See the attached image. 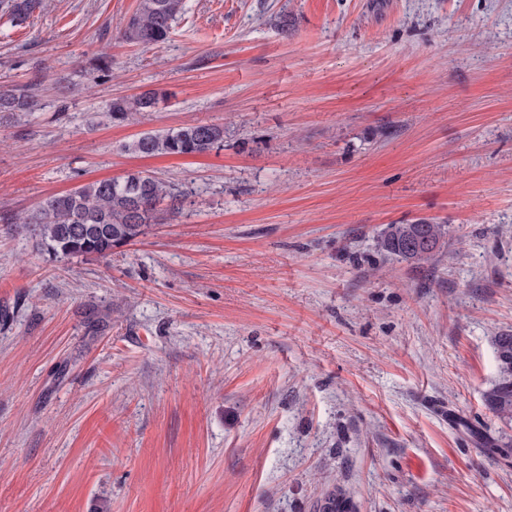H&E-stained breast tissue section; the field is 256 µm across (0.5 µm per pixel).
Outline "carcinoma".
Segmentation results:
<instances>
[{
	"instance_id": "carcinoma-1",
	"label": "carcinoma",
	"mask_w": 512,
	"mask_h": 512,
	"mask_svg": "<svg viewBox=\"0 0 512 512\" xmlns=\"http://www.w3.org/2000/svg\"><path fill=\"white\" fill-rule=\"evenodd\" d=\"M42 6V0H0V14L20 25ZM183 8L182 0H139L136 12L124 23L120 38L128 43H164ZM166 94L148 89L132 97L108 101L107 114L114 122L138 123L158 110ZM35 95L27 90L0 93V113L31 112ZM224 145V125L193 123L165 133H143L125 144V150L143 156L205 154ZM168 208H161L164 201ZM181 194L147 171L79 186L44 199L34 214L21 220L35 236L39 249L52 258L105 257L112 249L145 235L164 215L179 212ZM446 225L428 219L412 224H390L381 239L388 253L406 261L427 262L445 244ZM497 379L483 394L485 407L502 422L512 424V333L494 337ZM320 512H350L347 499L330 491Z\"/></svg>"
}]
</instances>
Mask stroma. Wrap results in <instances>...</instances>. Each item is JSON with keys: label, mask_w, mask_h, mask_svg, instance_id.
Instances as JSON below:
<instances>
[{"label": "stroma", "mask_w": 512, "mask_h": 512, "mask_svg": "<svg viewBox=\"0 0 512 512\" xmlns=\"http://www.w3.org/2000/svg\"><path fill=\"white\" fill-rule=\"evenodd\" d=\"M43 0L0 23V512H512V0ZM110 55L112 69H91ZM167 92L115 124L105 104ZM197 122L203 155L124 144ZM147 170L176 218L49 260L11 217ZM445 224L416 264L387 225ZM182 8V0H140L136 12L124 23L120 38L132 44H162ZM37 106L35 95L28 90L18 93H0V113L12 115L16 112H32ZM497 379L483 394L485 407L502 422L512 424V333L494 336Z\"/></svg>", "instance_id": "stroma-1"}]
</instances>
